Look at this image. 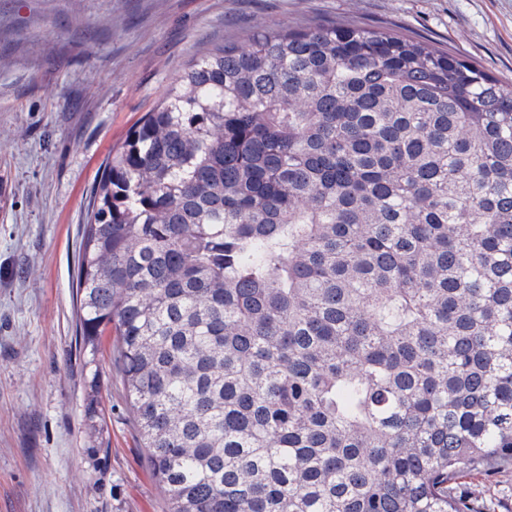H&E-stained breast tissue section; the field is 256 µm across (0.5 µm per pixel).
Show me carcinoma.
<instances>
[{"label": "carcinoma", "instance_id": "obj_1", "mask_svg": "<svg viewBox=\"0 0 512 512\" xmlns=\"http://www.w3.org/2000/svg\"><path fill=\"white\" fill-rule=\"evenodd\" d=\"M75 281L168 512H474L512 464V83L357 25L209 49L103 162ZM458 493L496 512H512V467L491 466L458 482Z\"/></svg>", "mask_w": 512, "mask_h": 512}]
</instances>
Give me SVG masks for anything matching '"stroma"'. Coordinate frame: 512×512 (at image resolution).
Segmentation results:
<instances>
[{
	"label": "stroma",
	"instance_id": "1",
	"mask_svg": "<svg viewBox=\"0 0 512 512\" xmlns=\"http://www.w3.org/2000/svg\"><path fill=\"white\" fill-rule=\"evenodd\" d=\"M355 22L394 30L512 82V0H0V512H166L134 426L113 337L103 416L74 273L109 151L207 49L258 28ZM512 512V467L458 482Z\"/></svg>",
	"mask_w": 512,
	"mask_h": 512
}]
</instances>
